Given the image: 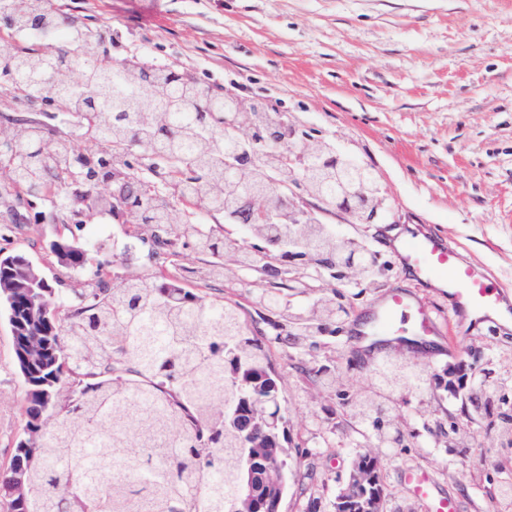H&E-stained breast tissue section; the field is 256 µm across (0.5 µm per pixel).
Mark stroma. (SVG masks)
Returning <instances> with one entry per match:
<instances>
[{
	"label": "stroma",
	"mask_w": 512,
	"mask_h": 512,
	"mask_svg": "<svg viewBox=\"0 0 512 512\" xmlns=\"http://www.w3.org/2000/svg\"><path fill=\"white\" fill-rule=\"evenodd\" d=\"M59 17L119 29L126 54L177 69L205 86L241 98L260 96L313 137L338 144L383 175L389 209L372 224H344L363 238L382 270L351 283L352 310L407 285L386 242L394 229L420 224L442 234L467 261L512 287V0H56ZM13 225L0 248L44 266L59 295L95 287L100 268L150 277L160 267L149 229L130 238L126 216L76 203L60 216L47 198L23 196L0 210ZM69 239L87 254L74 274L50 253ZM266 272L228 282L258 338L266 340L288 412V478L281 512H334L359 452L374 450L384 487L382 512H420L401 485L411 466L432 470L459 500L461 512H512L500 506L512 481V441L492 430L512 412V326L469 329L447 300L463 344L438 354L399 351L424 368V389L400 391L393 414L409 438L401 448H374L348 417L374 387L373 362L358 356L344 327L319 343L315 358L270 341L271 327L246 298L270 281ZM328 361L340 373L334 388L309 373ZM488 386L492 405L471 400ZM27 386L14 364L10 326L0 311V471L26 435ZM468 434L449 443L448 427Z\"/></svg>",
	"instance_id": "1"
}]
</instances>
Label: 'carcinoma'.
Here are the masks:
<instances>
[{
	"label": "carcinoma",
	"mask_w": 512,
	"mask_h": 512,
	"mask_svg": "<svg viewBox=\"0 0 512 512\" xmlns=\"http://www.w3.org/2000/svg\"><path fill=\"white\" fill-rule=\"evenodd\" d=\"M20 32L32 19L44 27L56 22L48 0H0V16ZM63 54L28 47L0 50V80L26 104L58 102L72 115L79 134L96 149L76 158L71 131L48 141L44 125L20 118L0 128L9 142L0 150V193L13 196L44 182L46 166L57 184L49 191L56 209L71 207L74 177L107 168L127 183L128 200L153 228L154 242L170 247L190 241L193 252L210 259L209 277L218 286L240 269L291 258L309 279L364 255L354 239L339 238L329 224H241V235L214 232L208 219L235 223L241 200L262 194L280 207L274 183L289 173L265 132L288 126L285 112H260L259 134L243 149L224 124V98H209L203 87L164 65L124 56V45L110 30L75 19L63 34ZM82 69L75 87L71 71ZM139 150L166 177L162 187L139 178L125 161ZM232 159L239 170H225ZM308 191L329 204L336 193L365 191L357 177L318 164L304 173ZM253 307L277 318L276 340L299 350L332 334L347 314L346 295L320 293L293 304L283 292L256 288ZM72 307L51 336V361L40 372L45 389L63 385L69 397L53 398V421L45 442L26 449L32 459L30 485L35 512H228L248 454L230 411L244 410L256 389L272 408L285 442L284 407L267 345L255 337L238 308L163 277H114L112 286L88 288L59 297ZM377 386L352 405L350 419L380 448L404 438L392 416L398 388L426 384L428 374L384 356L375 367ZM321 388L336 385L329 365L314 369ZM355 469L370 476L354 487L349 512H360L364 498H382L378 459L358 457Z\"/></svg>",
	"instance_id": "carcinoma-1"
}]
</instances>
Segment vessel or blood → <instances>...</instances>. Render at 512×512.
<instances>
[{"instance_id":"vessel-or-blood-1","label":"vessel or blood","mask_w":512,"mask_h":512,"mask_svg":"<svg viewBox=\"0 0 512 512\" xmlns=\"http://www.w3.org/2000/svg\"><path fill=\"white\" fill-rule=\"evenodd\" d=\"M391 250L411 287L393 289L377 298L364 320H352V336L368 342L374 355L410 345L427 346L453 336L434 312L430 294L448 299L457 311L469 314L474 326L512 322V299L502 284L482 268L465 262L441 236L421 227H404ZM401 484L423 512H460L459 501L444 492L434 473L424 467L404 470Z\"/></svg>"}]
</instances>
